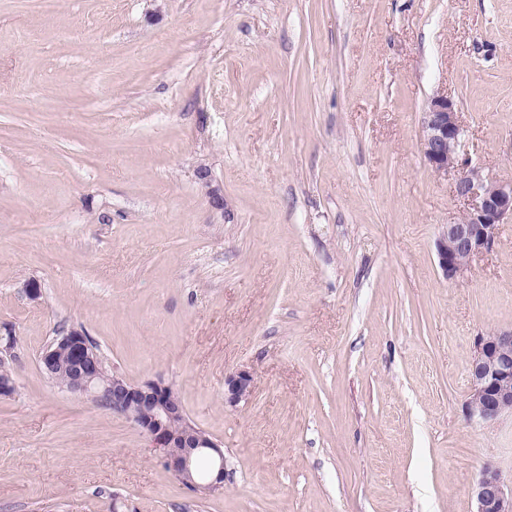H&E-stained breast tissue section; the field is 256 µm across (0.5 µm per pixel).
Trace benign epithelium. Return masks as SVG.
Masks as SVG:
<instances>
[{
	"mask_svg": "<svg viewBox=\"0 0 512 512\" xmlns=\"http://www.w3.org/2000/svg\"><path fill=\"white\" fill-rule=\"evenodd\" d=\"M463 126L454 102L441 95L432 98L422 112L421 150L429 166L438 174L452 173L456 196L469 203L462 217L446 225L436 240L439 267L448 280L466 270L473 258L492 248L501 224L512 219V180H493L461 155ZM64 348L69 356L65 389L90 396L107 404L112 412L131 420L158 448L167 469L178 478L191 477V467L199 451L207 449L212 465L209 479L199 489L224 486L228 470L224 451L184 414L169 398L172 386L150 380L133 384L119 374L105 379L104 365L86 335L78 330L66 334ZM61 360L59 350L47 347L41 364L54 374ZM469 418L492 421L512 411V330L481 336L469 368ZM253 377L236 372L224 380V404L235 407L250 398ZM475 512H512V487L492 468L482 470L475 489Z\"/></svg>",
	"mask_w": 512,
	"mask_h": 512,
	"instance_id": "obj_1",
	"label": "benign epithelium"
}]
</instances>
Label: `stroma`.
Instances as JSON below:
<instances>
[{
	"label": "stroma",
	"instance_id": "1",
	"mask_svg": "<svg viewBox=\"0 0 512 512\" xmlns=\"http://www.w3.org/2000/svg\"><path fill=\"white\" fill-rule=\"evenodd\" d=\"M438 95L512 179V0H0V512H474L483 467L511 481L512 414L464 405L512 329V220L443 277ZM74 329L173 386L222 489L49 379ZM253 392V377L249 372L240 371L224 380V404L236 407L250 398Z\"/></svg>",
	"mask_w": 512,
	"mask_h": 512
}]
</instances>
